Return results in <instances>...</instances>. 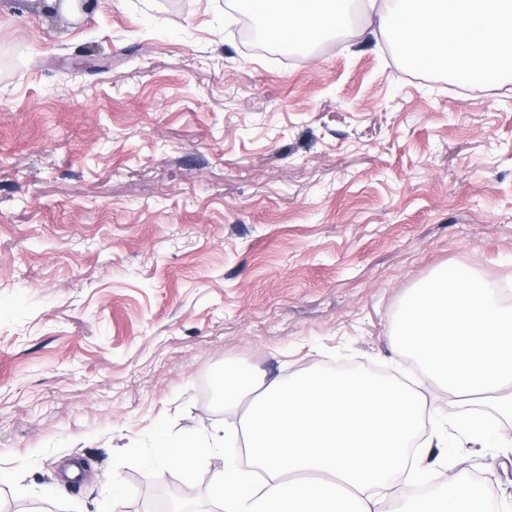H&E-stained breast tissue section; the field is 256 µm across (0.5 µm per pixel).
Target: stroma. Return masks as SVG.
<instances>
[{
	"label": "stroma",
	"mask_w": 512,
	"mask_h": 512,
	"mask_svg": "<svg viewBox=\"0 0 512 512\" xmlns=\"http://www.w3.org/2000/svg\"><path fill=\"white\" fill-rule=\"evenodd\" d=\"M226 0H0V512H218L225 360L393 371L437 271L512 285V78L457 92L390 39L248 50ZM455 467L512 493V452ZM226 438L234 441L235 433H226L224 426L213 428L207 434L193 433L179 440L160 435L154 449V458L160 467L177 465L189 471L204 453L210 452L213 448H222Z\"/></svg>",
	"instance_id": "obj_1"
}]
</instances>
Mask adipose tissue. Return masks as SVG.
Returning a JSON list of instances; mask_svg holds the SVG:
<instances>
[{"label": "adipose tissue", "instance_id": "adipose-tissue-1", "mask_svg": "<svg viewBox=\"0 0 512 512\" xmlns=\"http://www.w3.org/2000/svg\"><path fill=\"white\" fill-rule=\"evenodd\" d=\"M253 8L289 45L349 28L389 36L400 58L464 83L495 86L512 70V0H231ZM415 360L411 386L363 372L272 378L225 360L213 384L239 417L247 462L225 465L209 497L220 512H488L485 483L442 474L424 497L399 493L422 478L410 451L432 411L422 383L512 417V306L474 274L439 275L415 289L392 332ZM225 428L173 440L160 436L159 466L192 469L222 447Z\"/></svg>", "mask_w": 512, "mask_h": 512}]
</instances>
